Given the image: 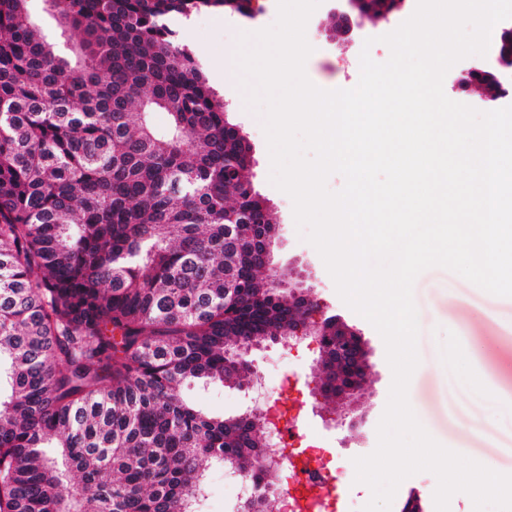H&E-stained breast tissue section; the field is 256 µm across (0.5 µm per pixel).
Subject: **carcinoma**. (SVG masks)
<instances>
[{"mask_svg":"<svg viewBox=\"0 0 512 512\" xmlns=\"http://www.w3.org/2000/svg\"><path fill=\"white\" fill-rule=\"evenodd\" d=\"M44 2L78 33L65 57L28 0H0V512H200L210 465L253 474L265 426L181 388L241 385V342L294 319L258 267L273 219L242 140L178 29L250 0Z\"/></svg>","mask_w":512,"mask_h":512,"instance_id":"cac0c4a2","label":"carcinoma"}]
</instances>
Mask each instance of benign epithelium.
<instances>
[{"mask_svg":"<svg viewBox=\"0 0 512 512\" xmlns=\"http://www.w3.org/2000/svg\"><path fill=\"white\" fill-rule=\"evenodd\" d=\"M334 17L340 35L349 37L357 27L352 14H365L369 0H337ZM487 77L494 90L484 96L487 102L512 100V51L496 48L489 58L463 69L454 80V88L470 92L474 81ZM288 303L295 313L288 341L309 339L319 352L312 381L315 399L332 402L336 408L352 410L351 401L363 390L370 374L368 349L356 328L337 316H325L320 303L299 288L288 289Z\"/></svg>","mask_w":512,"mask_h":512,"instance_id":"1","label":"benign epithelium"}]
</instances>
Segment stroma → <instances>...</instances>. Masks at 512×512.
I'll return each mask as SVG.
<instances>
[{
  "label": "stroma",
  "mask_w": 512,
  "mask_h": 512,
  "mask_svg": "<svg viewBox=\"0 0 512 512\" xmlns=\"http://www.w3.org/2000/svg\"><path fill=\"white\" fill-rule=\"evenodd\" d=\"M416 3L405 0L399 12L384 19L363 18L356 35L346 41L331 25L336 0H322L306 27L314 48L305 64L308 78L326 90L355 87L365 39L375 40L369 49L371 58L379 63L387 61L390 49L380 37L407 20ZM253 7L255 15L251 18L216 11L192 17L181 34L199 64L213 60L235 68L239 33L271 26L277 17V0H253ZM206 77L223 96L233 121L252 147L251 180L268 200L277 226L275 265L287 283L309 291L326 313L340 315L358 328L370 349L371 371L356 419L341 424L334 421L329 405L314 402L310 394L308 384L318 358L316 347L304 345L287 356L280 346L269 343L250 353L270 392H277L284 372L296 373L294 396L305 409L303 430L328 448L335 463L337 508L339 512H361L371 491L356 482L353 460L370 454L377 445V425L392 382L384 341L367 320L343 303L317 250L296 227L291 198L270 183L261 117L246 108L239 80H225L223 74L211 70ZM413 299L420 364L411 378L408 396L418 420L444 446L497 472L512 474V298L491 295L449 270L431 268L416 279ZM185 396L212 415L235 416L252 404L244 391L218 381L204 389H186ZM208 474L201 512H238L240 497L233 477L220 466L209 468Z\"/></svg>",
  "instance_id": "35a3bbf8"
}]
</instances>
